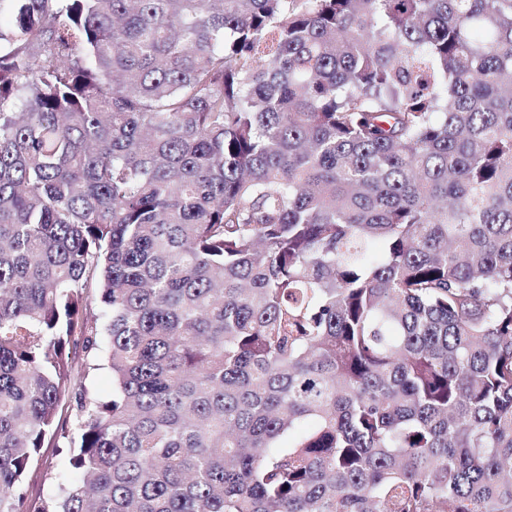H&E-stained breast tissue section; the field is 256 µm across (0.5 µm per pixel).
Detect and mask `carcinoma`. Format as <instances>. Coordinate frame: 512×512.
Instances as JSON below:
<instances>
[{"label":"carcinoma","mask_w":512,"mask_h":512,"mask_svg":"<svg viewBox=\"0 0 512 512\" xmlns=\"http://www.w3.org/2000/svg\"><path fill=\"white\" fill-rule=\"evenodd\" d=\"M0 512H512V0H0ZM42 466L34 473L29 481V493L33 497L49 494L58 490L62 484H67L73 477L66 467V461L62 455H58L57 448H43ZM48 473L50 479L44 480V474Z\"/></svg>","instance_id":"cac0c4a2"}]
</instances>
